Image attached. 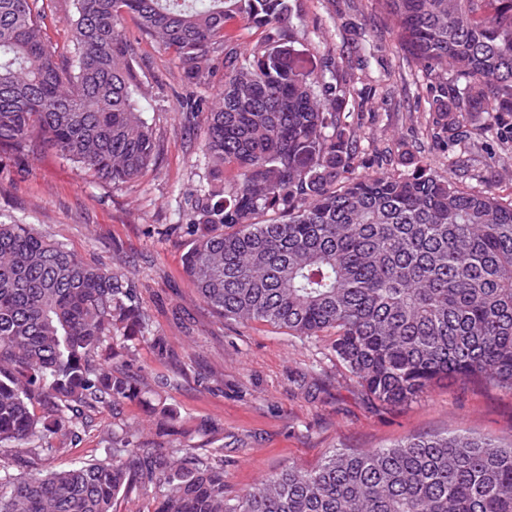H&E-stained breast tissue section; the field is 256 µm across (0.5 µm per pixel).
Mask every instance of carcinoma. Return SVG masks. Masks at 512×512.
<instances>
[{"instance_id": "carcinoma-1", "label": "carcinoma", "mask_w": 512, "mask_h": 512, "mask_svg": "<svg viewBox=\"0 0 512 512\" xmlns=\"http://www.w3.org/2000/svg\"><path fill=\"white\" fill-rule=\"evenodd\" d=\"M398 47L452 72L437 124L452 147L467 117L512 135V0H374ZM74 60L44 32V0H0V148L50 147L114 185L158 155L138 104L123 15L185 64L191 84L222 57L207 104L210 185L185 215V273L226 321L296 336L332 330L329 353L375 402L442 384L512 390V200L470 192L432 168L356 175L350 92L330 56L317 72L289 48L300 0H74ZM240 18L264 29L242 46ZM141 343L168 356L138 289L31 224L0 220V512H512V442L465 434L334 451L254 488L224 484V426L180 421L133 371ZM139 401L155 426L112 430L105 457L54 468L102 409ZM224 32L226 35L238 40V43L247 46H253L261 42L264 37L262 29L247 25L239 20L228 21Z\"/></svg>"}]
</instances>
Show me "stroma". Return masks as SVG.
Listing matches in <instances>:
<instances>
[{
	"instance_id": "35a3bbf8",
	"label": "stroma",
	"mask_w": 512,
	"mask_h": 512,
	"mask_svg": "<svg viewBox=\"0 0 512 512\" xmlns=\"http://www.w3.org/2000/svg\"><path fill=\"white\" fill-rule=\"evenodd\" d=\"M72 11V0H50L47 8V37L62 60L73 55ZM121 28L134 49L140 108L160 147L155 164L137 181L113 185L52 149L0 148V219L34 225L85 261L134 280L154 329L172 346L166 358L138 347L134 367L151 383L180 371L168 396L183 419L223 425L229 490L250 489L291 464L314 468L334 449L457 431L511 440L512 391L458 384L382 406L330 356L331 333L305 338L262 322H226L197 298L182 266L191 237L178 220L208 178L204 115L187 112L182 101H216L224 68L214 60L209 83H188L180 59L132 16L122 17ZM298 38V51L313 61L332 55L342 63L354 105L349 122L361 143L358 173L428 164L466 190L512 198V140L485 134L483 114H471V138L458 150L466 171L449 168L448 147L432 130L449 77L422 71L397 49L391 21L372 0H304ZM117 423L154 438L145 407L131 402L98 414L54 467L99 456Z\"/></svg>"
}]
</instances>
